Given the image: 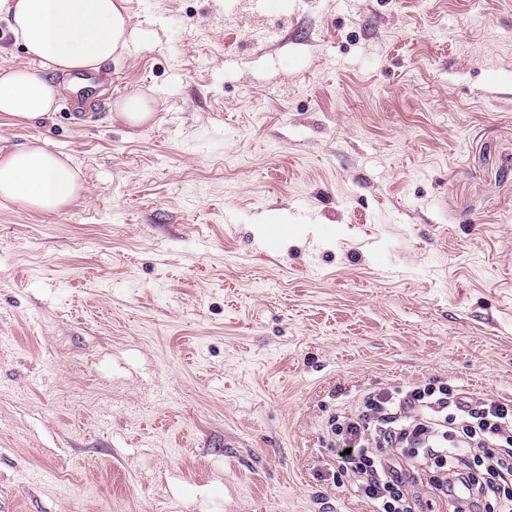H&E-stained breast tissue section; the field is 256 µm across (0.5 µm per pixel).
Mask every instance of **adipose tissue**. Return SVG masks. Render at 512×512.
<instances>
[{
    "label": "adipose tissue",
    "mask_w": 512,
    "mask_h": 512,
    "mask_svg": "<svg viewBox=\"0 0 512 512\" xmlns=\"http://www.w3.org/2000/svg\"><path fill=\"white\" fill-rule=\"evenodd\" d=\"M28 56L60 73L97 69L135 38L128 0H0V13ZM59 84L27 68L0 74V117L18 122L52 112ZM81 188L67 159L34 144L0 157V200L56 212Z\"/></svg>",
    "instance_id": "adipose-tissue-1"
}]
</instances>
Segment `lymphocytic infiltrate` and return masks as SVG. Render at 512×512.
<instances>
[{
    "label": "lymphocytic infiltrate",
    "mask_w": 512,
    "mask_h": 512,
    "mask_svg": "<svg viewBox=\"0 0 512 512\" xmlns=\"http://www.w3.org/2000/svg\"><path fill=\"white\" fill-rule=\"evenodd\" d=\"M337 462L349 465L352 483L373 512H424L409 496L425 481L436 500L454 512H479L494 500L497 512H512V403L476 400L447 386L426 383L365 394L333 425ZM447 469L444 478L403 472L400 458Z\"/></svg>",
    "instance_id": "f902f5d3"
}]
</instances>
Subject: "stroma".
<instances>
[{"mask_svg": "<svg viewBox=\"0 0 512 512\" xmlns=\"http://www.w3.org/2000/svg\"><path fill=\"white\" fill-rule=\"evenodd\" d=\"M128 8L104 108L0 119L81 184L0 200V512H371L333 417L512 399V0ZM120 116L133 126L143 124L150 116L146 101L137 94L128 95L119 105Z\"/></svg>", "mask_w": 512, "mask_h": 512, "instance_id": "35a3bbf8", "label": "stroma"}]
</instances>
